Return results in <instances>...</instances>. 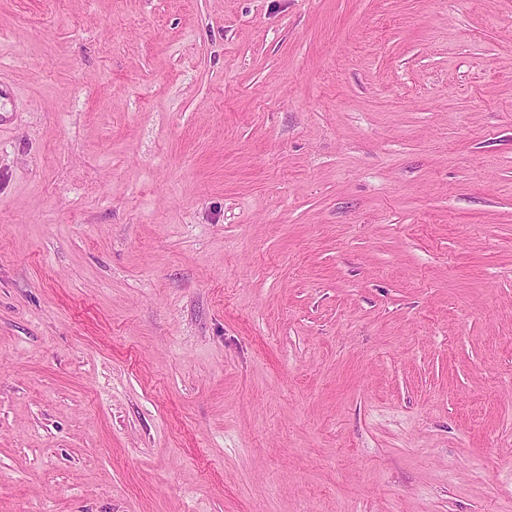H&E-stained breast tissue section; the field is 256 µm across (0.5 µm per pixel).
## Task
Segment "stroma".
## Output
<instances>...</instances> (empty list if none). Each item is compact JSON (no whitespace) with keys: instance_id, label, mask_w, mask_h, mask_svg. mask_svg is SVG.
<instances>
[{"instance_id":"obj_1","label":"stroma","mask_w":512,"mask_h":512,"mask_svg":"<svg viewBox=\"0 0 512 512\" xmlns=\"http://www.w3.org/2000/svg\"><path fill=\"white\" fill-rule=\"evenodd\" d=\"M0 512H512V0H0Z\"/></svg>"}]
</instances>
